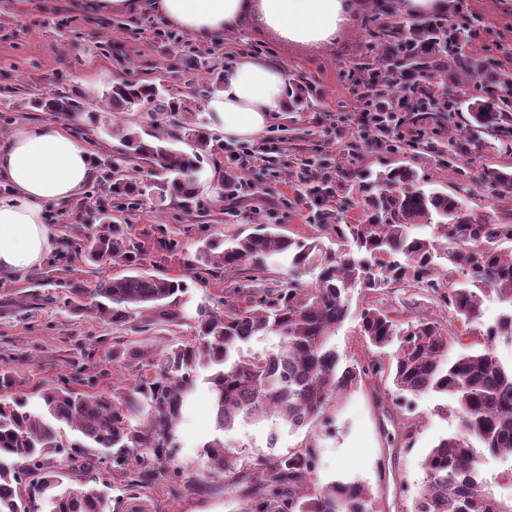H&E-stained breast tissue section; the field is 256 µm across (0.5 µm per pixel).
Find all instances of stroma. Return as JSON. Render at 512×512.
<instances>
[{
	"mask_svg": "<svg viewBox=\"0 0 512 512\" xmlns=\"http://www.w3.org/2000/svg\"><path fill=\"white\" fill-rule=\"evenodd\" d=\"M448 12L459 25L477 20L482 41L498 43L500 63L512 68V0H448ZM159 23V15L148 4L135 13L106 15L96 10L94 0H0V110L9 109L18 125L53 124L55 115L27 109V99L58 92L97 99L117 78L150 79L204 103L207 93L199 71L182 63L177 47L157 35ZM102 32L112 38L110 51L95 46ZM196 46L206 60L225 69L245 50L281 61L294 82L309 87L310 93L302 106L280 114L267 130L274 146L258 154L247 168L251 187L238 190L232 198L200 195L198 209L189 214L176 201L159 209L148 200L128 216L149 272L187 280L183 297L187 315H194L203 296L221 300L228 290L246 285L220 270L206 273L205 287L190 281L198 239L245 235L258 223L294 237L314 236V207L299 180L305 161L325 157L340 170L342 186L329 204L345 224L360 220L358 172L379 171L395 163L414 167L424 189L460 193L467 207L478 213L497 211L490 190L476 179L459 189L455 174L437 160L438 153L448 149L449 127L462 125L463 113H456L448 124H428L424 145L416 150L390 154L361 142V104L348 72L353 62L372 57L374 50L360 26L321 51L281 43L252 24L197 41ZM171 240L179 242L178 251L165 249V242ZM64 299L55 286L38 285L33 276L0 275V366L12 367L17 392L32 396L38 387L63 375L79 391L90 374L97 375L98 390L124 386L136 371L112 361L118 329L89 315L71 313ZM373 302L402 320L428 315L447 330L462 328L432 291L398 285L376 291L356 287L348 294V317L333 338L344 364L363 366L374 356L358 330L360 311ZM403 422L412 424L411 436H402ZM458 424L446 399L428 394L398 408L392 396H380L373 380L365 378L333 397L322 416L309 424L240 425L225 433L224 442L246 466L262 457L311 448L314 485L356 480L369 486L375 512H412L423 484L425 455ZM273 432L278 440L272 446L268 437ZM213 433L207 385L200 379L185 393L172 438L175 467L169 475L184 485V492L172 495L158 488L141 494L124 487L102 467L96 469L91 486L110 498L114 512H239V497L211 479L206 468L202 445Z\"/></svg>",
	"mask_w": 512,
	"mask_h": 512,
	"instance_id": "stroma-1",
	"label": "stroma"
}]
</instances>
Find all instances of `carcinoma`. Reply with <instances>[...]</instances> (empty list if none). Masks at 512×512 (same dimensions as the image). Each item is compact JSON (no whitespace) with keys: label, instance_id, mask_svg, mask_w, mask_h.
Returning <instances> with one entry per match:
<instances>
[{"label":"carcinoma","instance_id":"obj_1","mask_svg":"<svg viewBox=\"0 0 512 512\" xmlns=\"http://www.w3.org/2000/svg\"><path fill=\"white\" fill-rule=\"evenodd\" d=\"M378 53L357 64L352 77L362 103L381 112H410L417 122L454 114L466 107L465 139L448 137V168L465 187L470 172L460 154L484 145L483 136L512 148V69L489 49L473 46L476 30L419 15L384 23L363 22ZM207 89L224 87V72L205 58L196 62ZM102 105L59 93L30 101L32 108L66 116L83 114L87 123L119 138L122 151L99 161L91 194L109 202L98 208V224L64 239L70 258L87 266L113 265L119 273L93 287L71 288L64 305L84 311L77 299L94 300L90 313L120 328L147 311L154 323L179 326L184 314V280L153 275L143 268V252L130 226L113 221L112 211L135 212L160 192L159 203L179 200L189 213L198 203L193 178L210 151L206 123L194 99L154 81L120 79L103 91ZM144 110L168 118L151 131L115 118ZM183 143L184 150L175 147ZM363 218L343 224L339 214H315L318 236L292 237L259 225L229 241L207 236L196 241L194 266L219 267L250 281L271 266L283 269L273 285L244 288L236 297L197 306L194 332L176 336L162 350L149 337L121 336L112 361H129L139 372L131 386L89 395L66 383L37 391L39 404L7 401L15 386L9 367L0 368V512H37V500L54 489L50 512H111L108 500L73 476L92 467L90 452H112L113 477L135 489L159 487L169 445L181 416L184 391L199 372L213 396L219 434L204 444L207 467L224 486L240 491L242 512H372V494L358 482L333 481L308 488L314 469L311 449L260 458L248 470L238 452L224 444V432L242 423L274 419L299 427L316 419L327 402L365 374L388 373L398 398L437 394L454 403L458 429L440 438L422 462L424 484L413 512H512L498 499L479 468L475 445L498 456H512V366L499 361L495 343L512 338V311L482 331L483 347L452 353L449 333L435 319L400 321L370 304L360 312V335L381 349L398 348L385 365L375 358L359 371L342 366L331 344L348 313L349 291H371L389 284L437 291L451 316L466 329L481 325L484 298L494 294L512 306V213L504 218L469 209L457 193L427 192L418 172L397 164L363 175ZM478 179L498 201L512 198V170L486 166ZM332 178L309 180L307 192L319 205L333 193ZM431 229L427 235L419 233ZM335 247L324 244L323 238ZM314 280L304 285L301 277ZM255 336H277L273 351L245 354ZM70 430L74 438L65 435Z\"/></svg>","mask_w":512,"mask_h":512}]
</instances>
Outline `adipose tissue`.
<instances>
[{
	"instance_id": "obj_1",
	"label": "adipose tissue",
	"mask_w": 512,
	"mask_h": 512,
	"mask_svg": "<svg viewBox=\"0 0 512 512\" xmlns=\"http://www.w3.org/2000/svg\"><path fill=\"white\" fill-rule=\"evenodd\" d=\"M156 12L207 39L254 23L280 42L319 50L335 43L359 15V0H153ZM287 67L241 55L224 88L204 104L225 140L251 142L289 106ZM92 152L58 125L17 127L0 146V274L23 278L57 248L45 206L64 203L90 181Z\"/></svg>"
}]
</instances>
